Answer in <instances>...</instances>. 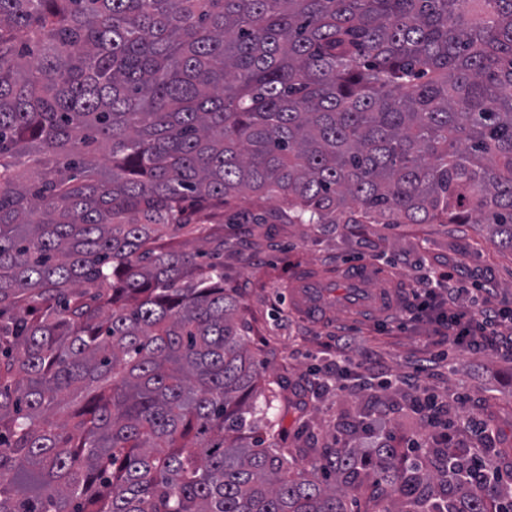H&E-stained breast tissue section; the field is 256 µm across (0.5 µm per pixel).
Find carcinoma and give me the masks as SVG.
I'll return each instance as SVG.
<instances>
[{"instance_id": "1", "label": "carcinoma", "mask_w": 512, "mask_h": 512, "mask_svg": "<svg viewBox=\"0 0 512 512\" xmlns=\"http://www.w3.org/2000/svg\"><path fill=\"white\" fill-rule=\"evenodd\" d=\"M245 193L512 249V0H0V512H512L479 457L265 445Z\"/></svg>"}]
</instances>
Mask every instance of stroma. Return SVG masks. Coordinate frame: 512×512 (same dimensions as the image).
<instances>
[{
	"label": "stroma",
	"mask_w": 512,
	"mask_h": 512,
	"mask_svg": "<svg viewBox=\"0 0 512 512\" xmlns=\"http://www.w3.org/2000/svg\"><path fill=\"white\" fill-rule=\"evenodd\" d=\"M224 220V285L240 294L248 348L265 366L264 383L280 396L276 445L305 467L335 447L337 429L372 410V393L364 385L340 392L320 387L318 369L327 359L322 345L336 334L351 336L356 349L373 347L365 381L392 379L382 397L393 433L425 430L397 380L412 371L432 328L418 323L405 332L382 331L377 314L345 307L341 296L356 263L386 271V287L402 299L429 270L459 261L465 283L492 281L498 298L512 302V250L493 243L484 224H367L357 235L346 224L316 231L307 224H237L229 214ZM303 270L325 274V286L340 296L322 319L308 318L289 302ZM422 384L447 402L451 419L478 412L493 420L496 447L512 448V359L496 351H461L452 362L434 365Z\"/></svg>",
	"instance_id": "obj_1"
}]
</instances>
